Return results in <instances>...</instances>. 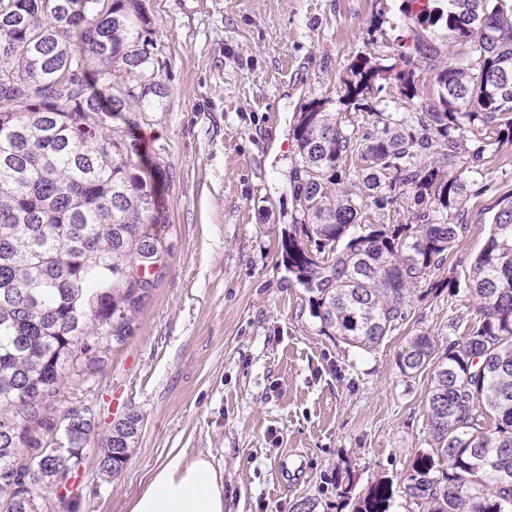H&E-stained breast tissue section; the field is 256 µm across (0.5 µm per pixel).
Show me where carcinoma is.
Masks as SVG:
<instances>
[{"mask_svg": "<svg viewBox=\"0 0 512 512\" xmlns=\"http://www.w3.org/2000/svg\"><path fill=\"white\" fill-rule=\"evenodd\" d=\"M419 24L440 26L478 64L443 62L414 44L395 72L414 97V57L435 71L438 101L389 117L358 142L333 112L311 102L293 128L290 174L294 232L283 263L311 293L313 314L340 341L377 349L405 317L411 290L432 280L464 225L461 175L479 172L486 146L466 154V125L480 121L512 141V0H406ZM154 32L141 0H0V492L6 512H35L47 489L69 507L92 417L44 446L31 435L67 371L90 369L122 346L165 263L166 225L138 144L114 122L146 111L160 86ZM347 89L357 102L374 74ZM439 145L443 153L431 158ZM409 199L416 224H367L368 203L385 210ZM465 288L476 321L435 354L416 335L399 353L412 376L430 369V451L403 482L427 512H512V193L497 202L490 234ZM135 411L113 422L97 467L120 473L141 427ZM392 483L379 480L352 512H390Z\"/></svg>", "mask_w": 512, "mask_h": 512, "instance_id": "1", "label": "carcinoma"}]
</instances>
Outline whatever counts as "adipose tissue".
Wrapping results in <instances>:
<instances>
[{
    "label": "adipose tissue",
    "mask_w": 512,
    "mask_h": 512,
    "mask_svg": "<svg viewBox=\"0 0 512 512\" xmlns=\"http://www.w3.org/2000/svg\"><path fill=\"white\" fill-rule=\"evenodd\" d=\"M130 512H224V495L208 459L176 457L153 472Z\"/></svg>",
    "instance_id": "obj_1"
}]
</instances>
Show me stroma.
Here are the masks:
<instances>
[{"label":"stroma","instance_id":"35a3bbf8","mask_svg":"<svg viewBox=\"0 0 512 512\" xmlns=\"http://www.w3.org/2000/svg\"><path fill=\"white\" fill-rule=\"evenodd\" d=\"M155 31L163 96L131 134L161 167L157 197L169 254L141 305L134 334L101 369L66 378L50 401L59 438L71 412L100 408L84 444L72 512H130L153 471L173 456L209 459L224 512H293L303 498L335 503L329 479L352 496L392 481V512H426L400 491L428 450L429 372L404 376L398 353L426 334L445 348L467 325V291L414 289L407 315L375 351L337 342L312 314L309 294L282 264L294 199L292 130L312 100L357 135L380 132L379 113L416 112L437 100L428 63L412 64L416 97L391 64L414 37L454 57L437 27L404 0H142ZM377 72L366 108L349 103L351 64ZM465 231L440 278L468 277L498 200L512 192V142L488 146L468 174ZM143 417L120 476L96 460L112 423Z\"/></svg>","mask_w":512,"mask_h":512}]
</instances>
